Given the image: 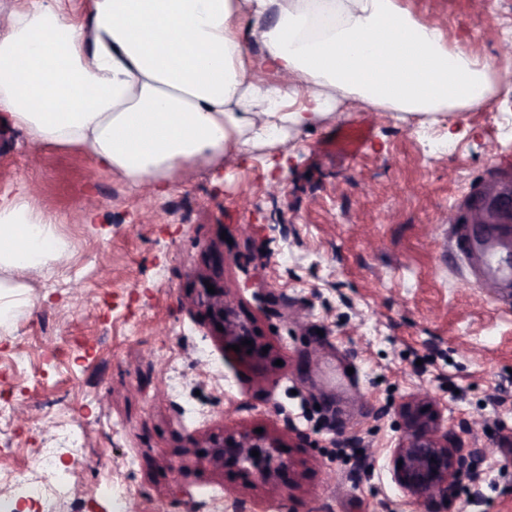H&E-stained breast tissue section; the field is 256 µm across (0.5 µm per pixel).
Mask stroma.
I'll return each instance as SVG.
<instances>
[{
	"mask_svg": "<svg viewBox=\"0 0 512 512\" xmlns=\"http://www.w3.org/2000/svg\"><path fill=\"white\" fill-rule=\"evenodd\" d=\"M449 45L512 82V0H407ZM287 142L131 192L78 147L33 148L0 117V196L19 182L68 252L19 273L41 303L0 335L3 478L42 449L67 474L60 512L111 486L122 512H427L393 478L402 405L431 408L475 470L448 512H512V308L449 249L448 217L512 164V100L406 120L344 96ZM367 126L359 151L337 133ZM250 233H242L244 225ZM249 321L248 351L204 323L194 285L210 248ZM108 263L109 275L99 266ZM74 346L56 348L58 337ZM76 429L79 451L61 447ZM279 441L288 476L227 471L200 446L224 432Z\"/></svg>",
	"mask_w": 512,
	"mask_h": 512,
	"instance_id": "stroma-1",
	"label": "stroma"
}]
</instances>
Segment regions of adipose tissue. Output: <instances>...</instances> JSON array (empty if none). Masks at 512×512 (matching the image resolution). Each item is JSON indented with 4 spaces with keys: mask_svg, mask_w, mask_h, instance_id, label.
Masks as SVG:
<instances>
[{
    "mask_svg": "<svg viewBox=\"0 0 512 512\" xmlns=\"http://www.w3.org/2000/svg\"><path fill=\"white\" fill-rule=\"evenodd\" d=\"M0 27V112L40 146L77 145L129 187L165 194L191 166L243 160L312 127L343 93L391 112L484 102L490 63L405 0H22ZM0 198V334L32 306L16 272L67 242Z\"/></svg>",
    "mask_w": 512,
    "mask_h": 512,
    "instance_id": "ef3b65f1",
    "label": "adipose tissue"
}]
</instances>
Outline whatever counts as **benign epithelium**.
Wrapping results in <instances>:
<instances>
[{"instance_id": "obj_1", "label": "benign epithelium", "mask_w": 512, "mask_h": 512, "mask_svg": "<svg viewBox=\"0 0 512 512\" xmlns=\"http://www.w3.org/2000/svg\"><path fill=\"white\" fill-rule=\"evenodd\" d=\"M198 279L205 285L214 286L215 293H206L204 313L214 325L223 331L219 335L242 342L249 336L247 326L237 319L234 303L224 296V255L198 272ZM411 434L405 444L396 450L395 461L402 462L394 468L396 482L411 495L421 499H437L445 502L453 494L456 477L469 467L468 458L456 454L448 447V435L438 434L434 416L414 414L410 416ZM278 447L276 440L255 439L245 433L226 432L210 442V459L216 466L226 469L241 467L246 463L257 464L263 459L270 471L284 473L289 463L274 461L271 449ZM259 452L254 457L251 452Z\"/></svg>"}]
</instances>
